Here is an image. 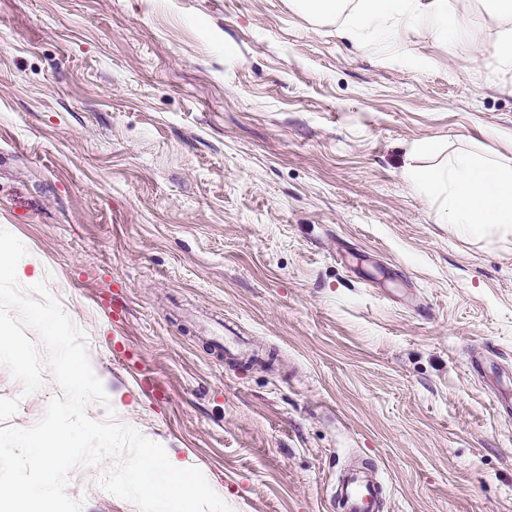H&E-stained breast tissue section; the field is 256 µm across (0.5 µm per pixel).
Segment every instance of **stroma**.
I'll use <instances>...</instances> for the list:
<instances>
[{"label": "stroma", "instance_id": "stroma-1", "mask_svg": "<svg viewBox=\"0 0 512 512\" xmlns=\"http://www.w3.org/2000/svg\"><path fill=\"white\" fill-rule=\"evenodd\" d=\"M451 2L483 68L289 0H0L4 243L117 421L232 512H332L354 460L384 512H512V236L454 235L402 176L425 142L512 159V68L481 0ZM22 390L0 366V428L65 396ZM113 464L71 472L83 512H139L97 485Z\"/></svg>", "mask_w": 512, "mask_h": 512}]
</instances>
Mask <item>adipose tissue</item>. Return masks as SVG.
Returning <instances> with one entry per match:
<instances>
[{"instance_id": "1", "label": "adipose tissue", "mask_w": 512, "mask_h": 512, "mask_svg": "<svg viewBox=\"0 0 512 512\" xmlns=\"http://www.w3.org/2000/svg\"><path fill=\"white\" fill-rule=\"evenodd\" d=\"M487 16L497 30L496 57L512 67V0H487ZM297 13L314 21H336L345 36L368 32L400 48L419 30L469 47V19L450 10L448 0H291ZM404 178L422 196L439 199L438 223L477 239L490 232L512 234V162L481 153L448 155L438 164L407 166Z\"/></svg>"}]
</instances>
